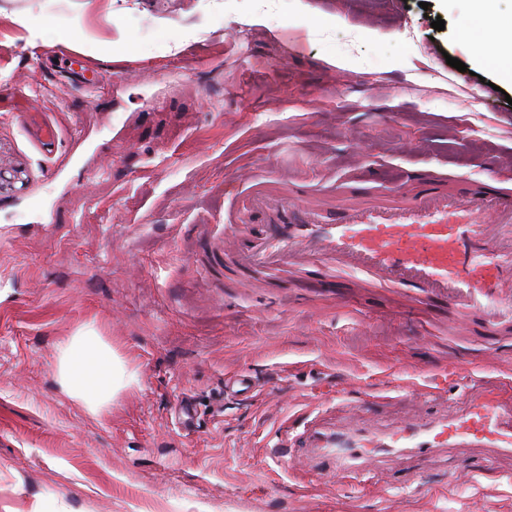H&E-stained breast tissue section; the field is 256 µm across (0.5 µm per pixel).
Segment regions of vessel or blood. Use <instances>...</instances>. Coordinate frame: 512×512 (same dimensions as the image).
Masks as SVG:
<instances>
[{"instance_id":"1","label":"vessel or blood","mask_w":512,"mask_h":512,"mask_svg":"<svg viewBox=\"0 0 512 512\" xmlns=\"http://www.w3.org/2000/svg\"><path fill=\"white\" fill-rule=\"evenodd\" d=\"M39 150L52 154L55 125L19 111ZM336 205L302 201L280 183L253 185L244 221L227 237L226 266L260 273L267 283L295 273L340 286L342 278L399 289L429 303L450 304L463 316L479 315L486 329L512 328V192L489 181L466 193L419 174L412 189L371 197L339 190ZM460 394L445 415L419 417L413 403L384 429L340 428L310 421L306 444L323 449L328 467L358 476L378 454L425 460L452 448H476L469 475L485 474L499 457L512 456V390L494 378Z\"/></svg>"}]
</instances>
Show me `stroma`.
<instances>
[{"label":"stroma","mask_w":512,"mask_h":512,"mask_svg":"<svg viewBox=\"0 0 512 512\" xmlns=\"http://www.w3.org/2000/svg\"><path fill=\"white\" fill-rule=\"evenodd\" d=\"M419 2L0 0V512H512V458L472 484V448L346 478L278 445L298 413L353 425L361 401L370 421L491 352L512 381V333L463 335L456 308L349 280L261 288L212 258L252 180L512 186V85L478 59L485 23L470 0ZM17 15L50 33L26 44ZM90 66L107 83L61 86ZM28 107L61 129L53 157L17 123ZM90 321L139 374L98 416L56 381Z\"/></svg>","instance_id":"35a3bbf8"}]
</instances>
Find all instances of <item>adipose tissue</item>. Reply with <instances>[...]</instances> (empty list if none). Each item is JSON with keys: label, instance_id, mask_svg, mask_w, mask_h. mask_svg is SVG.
Masks as SVG:
<instances>
[{"label": "adipose tissue", "instance_id": "obj_1", "mask_svg": "<svg viewBox=\"0 0 512 512\" xmlns=\"http://www.w3.org/2000/svg\"><path fill=\"white\" fill-rule=\"evenodd\" d=\"M56 381L63 395L95 415L139 379L90 322L59 346Z\"/></svg>", "mask_w": 512, "mask_h": 512}]
</instances>
